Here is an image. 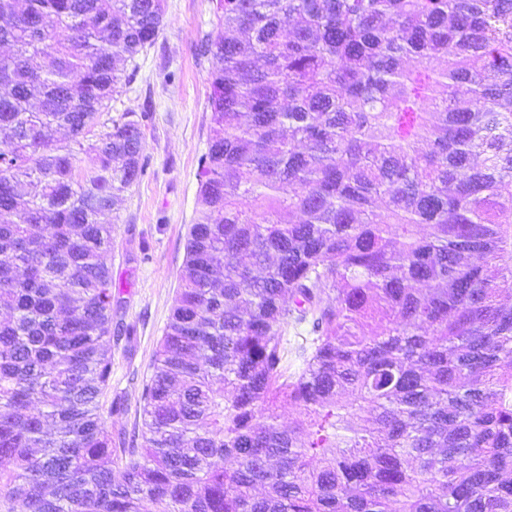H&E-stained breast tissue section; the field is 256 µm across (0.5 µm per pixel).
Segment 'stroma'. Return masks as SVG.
Here are the masks:
<instances>
[{
  "instance_id": "obj_1",
  "label": "stroma",
  "mask_w": 512,
  "mask_h": 512,
  "mask_svg": "<svg viewBox=\"0 0 512 512\" xmlns=\"http://www.w3.org/2000/svg\"><path fill=\"white\" fill-rule=\"evenodd\" d=\"M219 27L211 0H166L163 29L141 54L113 112H135L143 132L145 170L125 194L112 227L114 318L109 398L125 411L112 434L138 440L142 385L167 324L196 217L199 162L210 139L211 57L200 45Z\"/></svg>"
}]
</instances>
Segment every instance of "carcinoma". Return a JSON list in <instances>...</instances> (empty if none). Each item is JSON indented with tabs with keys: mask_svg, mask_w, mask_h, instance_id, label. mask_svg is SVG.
<instances>
[{
	"mask_svg": "<svg viewBox=\"0 0 512 512\" xmlns=\"http://www.w3.org/2000/svg\"><path fill=\"white\" fill-rule=\"evenodd\" d=\"M212 3L196 217L114 448L101 216L144 142L105 114L165 0H0L5 512H512V0Z\"/></svg>",
	"mask_w": 512,
	"mask_h": 512,
	"instance_id": "obj_1",
	"label": "carcinoma"
}]
</instances>
